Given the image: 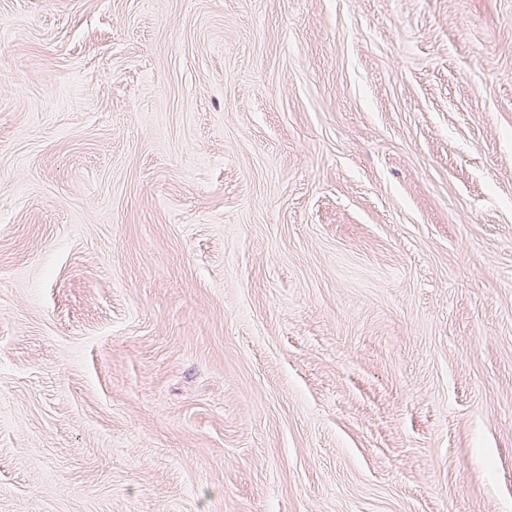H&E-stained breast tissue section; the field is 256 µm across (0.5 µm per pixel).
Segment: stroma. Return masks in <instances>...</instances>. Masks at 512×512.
<instances>
[{
    "label": "stroma",
    "mask_w": 512,
    "mask_h": 512,
    "mask_svg": "<svg viewBox=\"0 0 512 512\" xmlns=\"http://www.w3.org/2000/svg\"><path fill=\"white\" fill-rule=\"evenodd\" d=\"M0 512H512V0H0Z\"/></svg>",
    "instance_id": "obj_1"
}]
</instances>
